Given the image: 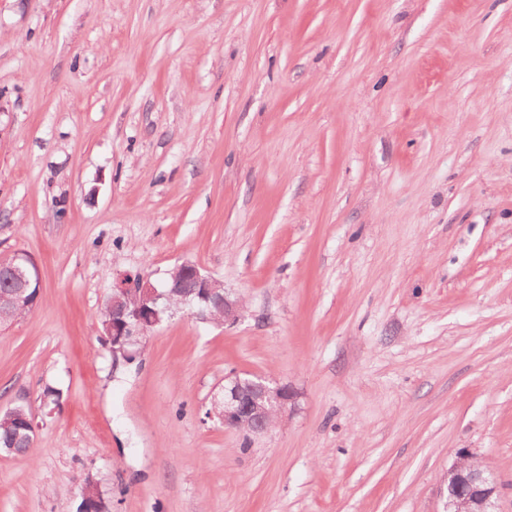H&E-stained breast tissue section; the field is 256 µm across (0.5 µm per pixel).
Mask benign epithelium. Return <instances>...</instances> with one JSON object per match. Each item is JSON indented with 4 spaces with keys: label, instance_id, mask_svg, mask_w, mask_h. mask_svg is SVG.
<instances>
[{
    "label": "benign epithelium",
    "instance_id": "obj_1",
    "mask_svg": "<svg viewBox=\"0 0 512 512\" xmlns=\"http://www.w3.org/2000/svg\"><path fill=\"white\" fill-rule=\"evenodd\" d=\"M14 273L23 295L31 283L30 256L15 253ZM191 275L196 289L181 296L180 302L201 320H209L212 310H224V322L234 323L242 303L231 296L217 280L202 273L196 265L184 262L174 272ZM171 300L168 283L155 285L148 279L125 278L112 289L108 315L112 326V362L128 361L138 353L140 337L163 320ZM295 393L286 384L271 383L258 376L237 373L224 377L222 392L213 396L206 417L226 428L264 434L286 415ZM445 499L443 512H499V485L494 471L475 454L463 450L448 469L441 483Z\"/></svg>",
    "mask_w": 512,
    "mask_h": 512
}]
</instances>
